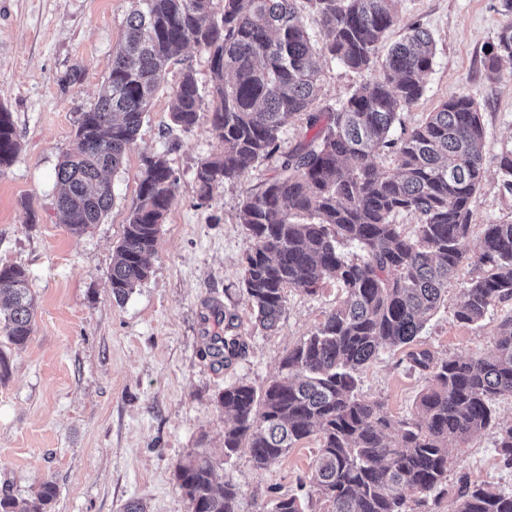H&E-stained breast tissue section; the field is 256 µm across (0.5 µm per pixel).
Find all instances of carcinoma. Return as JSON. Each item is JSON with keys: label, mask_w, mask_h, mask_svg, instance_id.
I'll use <instances>...</instances> for the list:
<instances>
[{"label": "carcinoma", "mask_w": 512, "mask_h": 512, "mask_svg": "<svg viewBox=\"0 0 512 512\" xmlns=\"http://www.w3.org/2000/svg\"><path fill=\"white\" fill-rule=\"evenodd\" d=\"M124 43L96 104L80 114L72 148L60 161L57 210L73 234L103 220L113 202L109 173L131 148L164 81L168 64L192 45L207 55L209 97L186 68L174 92L172 120L190 129L208 112L224 153L197 166V198L235 181L279 150L282 129L306 119L317 129L288 152L259 189L243 193L240 223L249 246L242 291L259 324L273 329L286 290L308 294L327 280L342 300L283 357L281 377L257 389L224 388L217 406L232 419L224 428V457L248 450L259 470L269 468L303 439L320 448L308 483L328 512H431L425 495L444 490L448 444L494 430L504 465L512 466V423L493 422L495 400L512 397V316L501 321L493 349L471 358L436 359L427 350L410 359L428 372L415 417L395 419L367 399L358 375L384 347L414 341L444 302L448 283L467 259L470 205L483 185L484 126L476 101L460 94L440 103L423 122L393 138L401 113L425 92L435 43L421 26L394 43L379 75L336 107L317 108L319 59L363 71L377 61L393 23L396 0H137ZM326 33L318 42L306 18ZM512 61V22L487 55L489 79ZM19 141L11 113L0 108V169L13 162ZM392 158L382 167L379 159ZM137 200L112 256L113 298L121 302L151 273L161 225L178 181L160 155L144 158ZM503 186L512 192V149L500 154ZM416 218L412 232L395 222ZM356 243L362 254L337 249ZM471 278L456 303V322L474 325L495 306L512 302V223L484 227ZM33 297L20 265L0 266L1 330L23 346L31 335ZM246 349L238 336H212L206 355L227 366ZM193 512H239L240 492L218 481L214 463L191 456L176 466ZM56 485L45 480L17 508L0 497V512H51ZM272 512H305L295 493ZM453 512H512V495L463 475Z\"/></svg>", "instance_id": "1"}]
</instances>
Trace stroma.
I'll use <instances>...</instances> for the list:
<instances>
[{
	"mask_svg": "<svg viewBox=\"0 0 512 512\" xmlns=\"http://www.w3.org/2000/svg\"><path fill=\"white\" fill-rule=\"evenodd\" d=\"M132 0H0V106L12 116L21 148L0 170V264L26 268L36 298L32 333L21 347L0 332L10 373L0 380V494L32 499L39 484L57 486L52 512H125L138 501L145 512H192L175 478L177 464L208 456L221 481L241 492L240 512H271L282 494L298 492L313 469L319 443L300 441L268 469L248 453L224 456L229 420L216 405L224 387L261 388L277 376L283 356L335 308L343 292L325 282L313 294L286 292L275 330H263L241 289L248 247L239 222L245 189L272 174L281 155L310 140L305 121L280 134L278 156L244 178L213 187L198 200L194 175L201 160L223 152L207 116L184 129L170 111L174 89L192 68L201 90L212 77L203 53L188 48L171 64L156 91L135 143L113 175L114 202L102 223L71 234L57 211L56 169L82 112L92 108L121 45ZM512 22L502 0H398L387 43L418 24L436 52L425 93L401 118L405 127L451 97L467 94L480 106L486 180L471 203L469 256L448 285V298L409 347L385 349L360 373V390L383 401L387 412H415L426 373L408 351L436 358L480 355L493 346L512 302L498 305L481 326L457 323L454 305L474 275L483 228L512 223V192L497 166L512 149V79L490 82L486 54L502 26ZM323 103L336 104L374 71L352 72L322 61ZM166 155L178 183L161 227L151 274L124 301H116L108 273L141 180L143 158ZM234 313L226 323L225 313ZM242 336L245 353L231 366L206 357L205 336L224 329ZM512 493V467L504 465L492 433L450 444L448 482L460 475Z\"/></svg>",
	"mask_w": 512,
	"mask_h": 512,
	"instance_id": "35a3bbf8",
	"label": "stroma"
}]
</instances>
